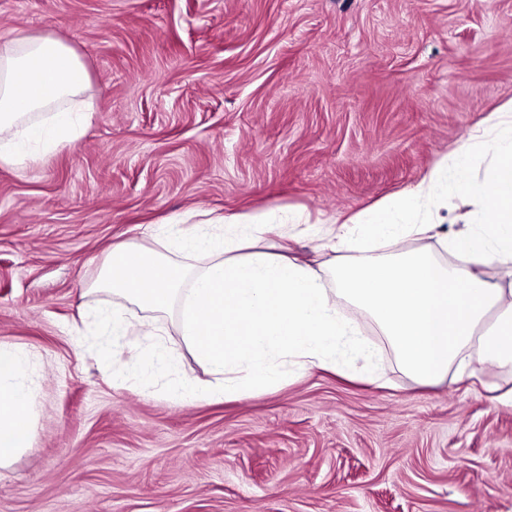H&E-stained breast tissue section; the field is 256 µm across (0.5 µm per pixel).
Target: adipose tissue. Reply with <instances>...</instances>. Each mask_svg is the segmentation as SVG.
<instances>
[{"mask_svg": "<svg viewBox=\"0 0 512 512\" xmlns=\"http://www.w3.org/2000/svg\"><path fill=\"white\" fill-rule=\"evenodd\" d=\"M78 55L49 36L14 32L0 37V162L26 165L79 136L92 104ZM489 163L472 173V154ZM454 196L476 208L465 229L444 236L462 267L433 251L403 249L411 235L432 225L417 218L420 202ZM242 232L225 235L217 217L193 231L162 240L161 251L113 247L97 283L100 290L150 312L179 306V329L195 356L221 380L202 384L183 375L168 379L178 401L209 402L278 386L285 364L299 372L332 369L337 352L368 359L369 346L336 315L322 275L312 266L260 249L265 216L242 214ZM321 240L332 251L354 243L365 258L333 264L340 293L373 319L400 365L416 381L438 384L449 373L475 377L488 368L512 370V287L482 278L477 265L512 264V100L488 115L417 189L366 208L327 228ZM394 246L371 255L373 244ZM202 258L203 266L187 264ZM28 358L0 344V467L30 445L34 394L25 384Z\"/></svg>", "mask_w": 512, "mask_h": 512, "instance_id": "ef3b65f1", "label": "adipose tissue"}]
</instances>
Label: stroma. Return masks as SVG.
<instances>
[{
	"label": "stroma",
	"mask_w": 512,
	"mask_h": 512,
	"mask_svg": "<svg viewBox=\"0 0 512 512\" xmlns=\"http://www.w3.org/2000/svg\"><path fill=\"white\" fill-rule=\"evenodd\" d=\"M56 38L94 110L71 146L0 164V343L25 350L30 447L0 512H512V373L423 386L369 316L381 384L285 367L278 387L180 403L102 345L114 244L202 213L298 212L268 246L328 268L318 231L416 187L512 99V0H0V36ZM158 315L181 372L212 380Z\"/></svg>",
	"instance_id": "35a3bbf8"
}]
</instances>
